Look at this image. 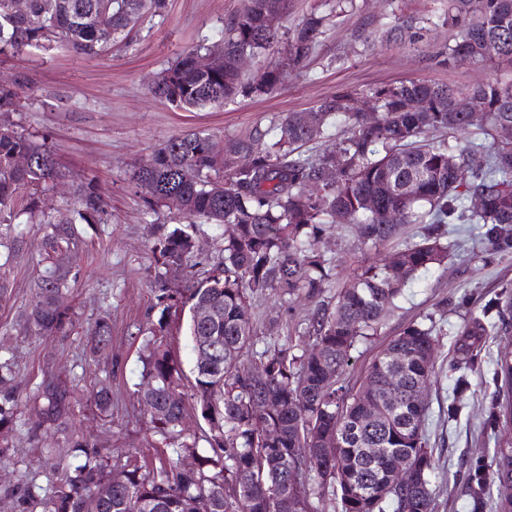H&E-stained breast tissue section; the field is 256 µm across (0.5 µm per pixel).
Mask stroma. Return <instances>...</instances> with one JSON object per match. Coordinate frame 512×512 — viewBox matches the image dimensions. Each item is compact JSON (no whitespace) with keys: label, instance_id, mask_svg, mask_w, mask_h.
Returning <instances> with one entry per match:
<instances>
[{"label":"stroma","instance_id":"35a3bbf8","mask_svg":"<svg viewBox=\"0 0 512 512\" xmlns=\"http://www.w3.org/2000/svg\"><path fill=\"white\" fill-rule=\"evenodd\" d=\"M243 0H167L163 17L145 23L128 44L111 53L88 56L59 47L33 49L0 59V78L23 79V107L13 113L18 131L43 138L69 169L70 187L93 180L112 220L82 229L80 277L65 303L75 315L66 336L45 337L25 327L31 288L42 269L38 224H28L27 242L7 269L11 288L0 302V357L15 365L14 385L23 401L13 446L0 463V483L28 482L36 494H49L69 462L68 435L33 437L35 423L27 400L47 375L79 382L73 404L76 422L110 455L140 449L147 463L156 452L148 418L136 396L142 365L140 328L152 305L154 259L152 224H169V212L148 213L140 192L129 183L133 166L168 139L190 130L217 136L243 135L276 115L304 112L327 95L346 89L395 85L412 79L464 89L485 78L512 79L507 64L447 65L441 53L457 28L444 21L446 0H355L353 10L326 30L308 71L291 74L269 95L237 96L224 106L185 112L155 99L148 81L199 42H224L225 20ZM325 248L339 280H349L358 262L381 263L391 246L370 247L354 225L328 231ZM494 325L479 339L462 336L470 317L485 304ZM260 345L287 343L296 318L274 297L251 299ZM512 308V250L488 253L474 225L448 227V260L416 275L377 336L358 344L346 371L350 382L362 377L372 357L409 322L433 315L442 332L436 376L428 387L427 431L437 470L433 478L435 512H471L464 485L495 470L502 428L493 422L492 400L501 378L497 362L512 357V328L497 326L499 311ZM112 315L108 356L86 355L87 334L103 313ZM468 386L455 387L457 377ZM112 387V415L101 420L91 410L89 392Z\"/></svg>","mask_w":512,"mask_h":512}]
</instances>
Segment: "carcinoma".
Listing matches in <instances>:
<instances>
[{
	"label": "carcinoma",
	"mask_w": 512,
	"mask_h": 512,
	"mask_svg": "<svg viewBox=\"0 0 512 512\" xmlns=\"http://www.w3.org/2000/svg\"><path fill=\"white\" fill-rule=\"evenodd\" d=\"M0 0V55L60 45L84 55H100L123 41L147 19L163 16L167 0ZM270 0H245L224 22L218 63L197 68L195 58L212 52L199 44L158 74L150 93L173 107L192 112L220 107L238 94L262 96L280 89L288 72L306 71L327 24L354 0H325L292 29L271 26ZM445 21L459 29L448 47V64L512 63V0H448ZM283 44L281 60L244 76L238 56H256ZM19 82L0 88V224L7 226L0 247L13 252L24 243L17 220L43 225V271L32 288L26 327L42 336H66L74 315L57 305L80 275L78 264L59 267L55 257L78 251L80 224H105L112 214L92 182L81 187L69 215L43 209L48 192L65 177L64 165L47 142L16 130L11 113L20 108ZM486 113L484 139L462 144L448 133L465 131L466 114L452 110L459 92L447 85L408 80L324 98L307 112L272 117L245 136H226L223 152L211 150L214 136L190 131L175 136L130 175V183L149 182L144 198L152 212L180 201L177 212L188 224H163L153 234L154 316L144 332L142 374L136 395L149 409L148 424L159 465L147 469L138 456L112 459L76 429L73 387L46 380L33 401L43 422L70 430L76 464L51 492L40 497L33 486L4 489L17 512H81L85 497H97L100 512H326L328 497L339 512H433L429 447V406L413 399L418 387L435 376L439 333L433 315L407 324L370 362L359 387L342 376L351 352L377 334L403 288L417 273L448 260V225L472 224L495 251L512 249V141L499 138L512 126V80H488L467 89ZM360 98L375 102V116L354 109ZM424 104L412 112L407 102ZM342 134L329 138L333 122ZM25 155L28 167H16ZM475 197L483 208H472ZM227 225L224 261L189 288L166 286L169 267L198 265V248L189 228ZM334 224H354L374 247L400 238L406 224H419L416 239L405 241L385 264L360 268L331 287L335 265L323 250V236ZM271 293L290 305L313 304L300 321L298 342L255 350L257 334L250 299ZM188 309L187 336L192 352L208 341L219 360L194 357V379L182 384L181 361L165 342L169 318ZM208 308L206 318L197 311ZM91 353L105 351L112 319L99 317L92 329ZM320 353H312L314 348ZM252 354L249 364L242 357ZM335 378H328V374ZM497 373L505 390L493 404L496 421L512 426V360ZM14 364L0 361V458L12 448L20 404L10 382ZM376 403L370 414L366 401ZM91 405L102 418L112 415V390L92 391ZM203 421L184 425L189 416ZM336 441L324 456L318 441ZM377 448L373 456L366 449ZM411 461L412 476L391 482V458ZM497 469L470 491L473 512L493 485L512 486V433L497 440ZM193 460L186 468L183 461ZM120 471L124 482L112 480Z\"/></svg>",
	"instance_id": "1"
}]
</instances>
